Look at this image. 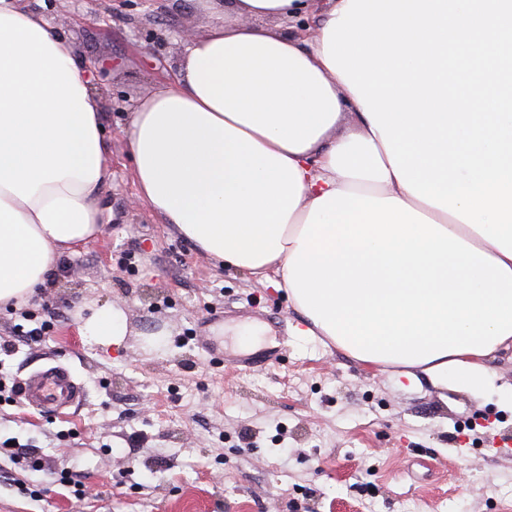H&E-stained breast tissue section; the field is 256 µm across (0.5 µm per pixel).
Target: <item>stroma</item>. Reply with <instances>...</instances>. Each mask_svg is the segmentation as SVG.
Here are the masks:
<instances>
[{
	"label": "stroma",
	"instance_id": "obj_1",
	"mask_svg": "<svg viewBox=\"0 0 512 512\" xmlns=\"http://www.w3.org/2000/svg\"><path fill=\"white\" fill-rule=\"evenodd\" d=\"M74 45L105 100L111 153L102 233L61 256L41 300L45 341L14 338L0 309V376L72 367L84 400L52 417L0 399V440L40 466L0 457V512H512V350L484 389L365 365L292 335L281 366L244 373L211 363L237 348L229 327L254 311L293 326L285 291L215 263L136 194L123 129L135 101L173 75L184 29L204 36L224 10L194 0H26ZM122 302L134 334L121 352L87 343L81 303ZM162 330L158 351L138 332ZM64 466L86 491L57 481ZM38 497H29V490Z\"/></svg>",
	"mask_w": 512,
	"mask_h": 512
}]
</instances>
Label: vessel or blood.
<instances>
[{"label":"vessel or blood","mask_w":512,"mask_h":512,"mask_svg":"<svg viewBox=\"0 0 512 512\" xmlns=\"http://www.w3.org/2000/svg\"><path fill=\"white\" fill-rule=\"evenodd\" d=\"M288 337L284 330H276L270 350L261 356L252 353L231 355L221 353L225 367L244 372L258 365L278 364L286 350ZM22 396L27 405L40 412L54 415L85 397L83 384L67 366L55 363L30 373L22 383Z\"/></svg>","instance_id":"obj_1"}]
</instances>
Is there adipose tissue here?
<instances>
[{
    "mask_svg": "<svg viewBox=\"0 0 512 512\" xmlns=\"http://www.w3.org/2000/svg\"><path fill=\"white\" fill-rule=\"evenodd\" d=\"M347 0H226L172 79L124 131L137 195L224 267L282 289L357 361L415 383L486 386L512 347V259L393 173L377 129L327 67L324 30ZM314 15L311 37L256 26ZM103 100L67 39L0 0V307L29 304L58 257L101 232L109 176ZM120 347L126 309L79 314Z\"/></svg>",
    "mask_w": 512,
    "mask_h": 512,
    "instance_id": "adipose-tissue-1",
    "label": "adipose tissue"
}]
</instances>
